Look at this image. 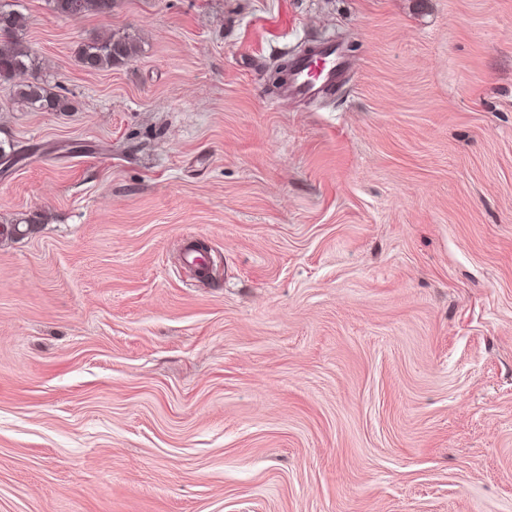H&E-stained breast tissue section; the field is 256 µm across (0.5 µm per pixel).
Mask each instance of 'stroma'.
<instances>
[{"instance_id": "35a3bbf8", "label": "stroma", "mask_w": 512, "mask_h": 512, "mask_svg": "<svg viewBox=\"0 0 512 512\" xmlns=\"http://www.w3.org/2000/svg\"><path fill=\"white\" fill-rule=\"evenodd\" d=\"M19 5L0 512H512V0ZM58 17L72 18L87 14L107 15L112 11L113 0H47ZM136 49L134 40L129 37L92 40L80 46L77 61L88 70L112 68V65L131 58ZM322 62L320 72L311 74V63ZM280 80L288 76L283 83L285 95L293 97L311 96L317 93L321 87L332 88L343 75V63L336 57V49L325 46L319 49L313 56L297 58L288 72V63L279 69ZM17 100L30 108L44 112H65L68 110L67 102L50 92L38 82L33 81L17 85L15 90Z\"/></svg>"}]
</instances>
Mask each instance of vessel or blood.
I'll return each instance as SVG.
<instances>
[{"label":"vessel or blood","mask_w":512,"mask_h":512,"mask_svg":"<svg viewBox=\"0 0 512 512\" xmlns=\"http://www.w3.org/2000/svg\"><path fill=\"white\" fill-rule=\"evenodd\" d=\"M343 75V64L333 47L325 46L313 56L297 58L283 83L285 95L311 96L320 88L334 87Z\"/></svg>","instance_id":"b4317fda"}]
</instances>
